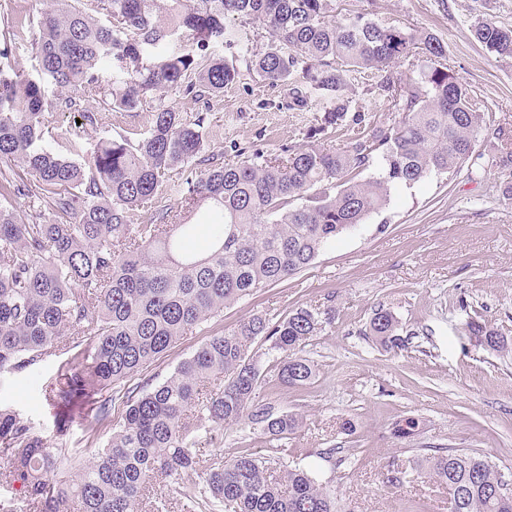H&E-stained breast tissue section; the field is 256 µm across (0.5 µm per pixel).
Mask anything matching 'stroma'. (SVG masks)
Here are the masks:
<instances>
[{
	"label": "stroma",
	"instance_id": "stroma-1",
	"mask_svg": "<svg viewBox=\"0 0 512 512\" xmlns=\"http://www.w3.org/2000/svg\"><path fill=\"white\" fill-rule=\"evenodd\" d=\"M337 19L358 15L379 23L434 34L462 83L470 85L485 113L476 153L489 154L498 129H512V56L491 52L476 39L474 25L490 20L512 28V0H335ZM240 46L215 45L216 55L235 58L236 83L221 98L179 105L188 119L204 116L208 150L236 159V148L275 153L304 143L324 109L313 102L289 109L288 89L272 86L241 55ZM371 74L355 80L351 111L373 113L389 124L390 100L372 86ZM149 108L105 112L100 127H86L93 147L103 131L134 140L148 129ZM507 171L466 164L457 174H432L393 191L389 205L328 243L314 263L287 281L227 306L208 328L184 336L168 353L129 380V387L155 386L211 335L225 333L260 314L270 319L307 306L336 311L332 326L300 354L317 371L303 388L261 385L257 401L300 416L289 440V457L314 476L330 480L342 512H448L445 488L416 473V460L431 448L477 450L512 478V353H492L465 336L463 324L479 315L512 336V204L499 194ZM391 310L409 337L390 351L362 336L374 309ZM58 357L34 370L0 375V407L33 422L57 445L46 386ZM423 421L420 436L397 441L394 422ZM354 434H345L343 421ZM264 436L239 424L199 431L194 451L208 460L244 453L265 455Z\"/></svg>",
	"mask_w": 512,
	"mask_h": 512
}]
</instances>
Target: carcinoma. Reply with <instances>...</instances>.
<instances>
[{
    "label": "carcinoma",
    "mask_w": 512,
    "mask_h": 512,
    "mask_svg": "<svg viewBox=\"0 0 512 512\" xmlns=\"http://www.w3.org/2000/svg\"><path fill=\"white\" fill-rule=\"evenodd\" d=\"M332 0H52L37 20H16L0 43L30 42L37 77L0 66V160L23 174L0 176V373L26 370L68 354L49 385L57 434L73 409L88 405L91 429L111 425L114 387L147 369L183 336L224 307L309 268L321 249L389 205L392 192L431 173H456L472 159L484 123L477 99L446 64L428 32H407L358 16L331 14ZM257 23L266 48L250 63L271 85H290L289 106L303 111L316 97L331 102L308 131L313 143L278 154L237 150V161L206 153L204 117L187 119L178 94L218 98L240 75L236 64L208 53L237 42L225 24ZM489 50L512 56V29L474 25ZM405 62L415 77L390 72ZM377 74L394 120L379 126L369 112L349 111L352 74ZM57 90L45 98L43 82ZM107 112L151 106L152 121L136 142L102 136L82 163L37 147L48 113L77 110L87 99ZM350 130L343 149L318 136ZM381 160L379 173L363 171ZM492 165L512 170V137L499 130ZM194 174L180 209L151 211L170 186V171ZM40 209L19 211L18 198ZM205 209L213 231L201 256L198 224L185 215ZM332 309L297 307L277 320L254 315L212 336L161 384L125 402V412L93 461L51 446L19 413L0 408V457L22 503L0 497V512H338L336 496L288 449L213 460L199 477L193 434L250 424L268 442L300 428L298 416L255 403L265 381L254 352L260 340L285 353L279 383L301 388L315 375L295 350L334 322ZM465 330L495 352L512 337L470 317ZM388 309L374 310L363 335L389 350L408 339ZM415 418L392 427L398 440L420 433ZM424 474L454 497L452 512H512L503 475L474 451L447 448L424 460Z\"/></svg>",
    "instance_id": "obj_1"
}]
</instances>
